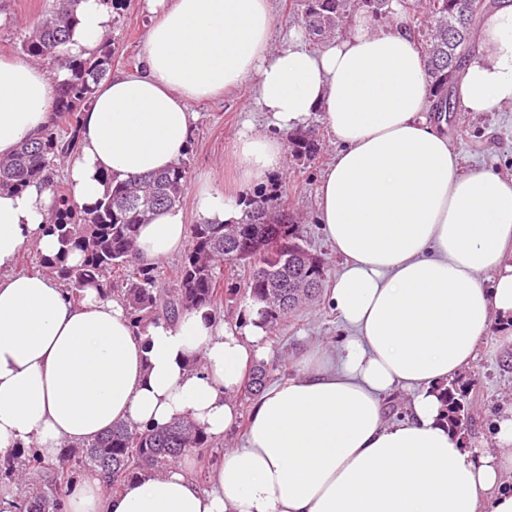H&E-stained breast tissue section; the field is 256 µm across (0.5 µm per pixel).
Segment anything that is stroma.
Segmentation results:
<instances>
[{"mask_svg":"<svg viewBox=\"0 0 512 512\" xmlns=\"http://www.w3.org/2000/svg\"><path fill=\"white\" fill-rule=\"evenodd\" d=\"M48 9V0H0V12L8 14L0 25V57L18 56L20 39L36 25ZM151 17L142 0H120L112 26L114 40L111 73L131 72L142 56ZM248 91L240 89L192 106L199 120L193 130L186 158L190 163L189 184L210 182L220 193H237L233 182L231 152L244 122L256 130L267 131L266 118L246 107ZM320 139V152L310 165L301 167L286 158L280 182L288 186L284 206L296 220L304 245L329 263L328 280H335L341 263L326 241L318 224L317 189L323 172L336 156V141L330 135L323 113L309 118ZM452 147L471 169L512 176V106L497 112L456 114L447 127ZM249 272L236 266L225 269L224 285L234 289V296L223 301L220 319L231 325L245 326L250 310L241 293ZM347 331L330 305L329 294L303 305L266 339L265 360L271 366L269 382L295 371L306 355L325 343L339 344ZM512 341L500 324H492L481 338L478 357L461 377L470 393V421L464 429V443L469 448H489L494 444L497 422L512 409V368L505 364Z\"/></svg>","mask_w":512,"mask_h":512,"instance_id":"1","label":"stroma"}]
</instances>
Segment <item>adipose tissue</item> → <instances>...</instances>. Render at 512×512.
Returning <instances> with one entry per match:
<instances>
[{
	"instance_id": "1",
	"label": "adipose tissue",
	"mask_w": 512,
	"mask_h": 512,
	"mask_svg": "<svg viewBox=\"0 0 512 512\" xmlns=\"http://www.w3.org/2000/svg\"><path fill=\"white\" fill-rule=\"evenodd\" d=\"M153 18L143 60L102 81L68 156L72 200L92 206L103 177L127 181L183 158L199 119L192 103L248 87L269 132L245 125L232 148L236 181L282 174L284 133L321 111L337 153L318 187V221L343 261L331 301L352 334L317 348L266 387L239 448L206 484L189 458L144 472L122 491L93 474L68 485L67 512H512V413L491 448H465L443 419L441 387L477 357L493 321L512 322V178L464 169L427 118L421 51L395 14L377 28L355 14L344 35L310 46L278 35L272 0H144ZM66 44L94 52L111 30L109 0H80ZM483 49L458 83L462 113L512 106V0L483 26ZM63 72L0 59V157L50 123ZM201 219L241 217L236 196L199 185ZM55 201L33 184L0 190V455L36 449L56 461L115 423L190 418L212 440L237 423L236 394L265 356L258 312L239 328L203 308L134 327L118 298L21 273L26 246L55 255L43 226ZM181 208L139 230L137 260L153 267L185 245ZM411 395L386 421L383 398Z\"/></svg>"
}]
</instances>
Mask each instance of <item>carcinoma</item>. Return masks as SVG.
<instances>
[{"label": "carcinoma", "mask_w": 512, "mask_h": 512, "mask_svg": "<svg viewBox=\"0 0 512 512\" xmlns=\"http://www.w3.org/2000/svg\"><path fill=\"white\" fill-rule=\"evenodd\" d=\"M77 2L50 0L42 21L21 40L23 56L52 71L65 70L67 78L54 91V121L38 139L21 144L10 158L0 160V189L22 190L40 183L58 204L46 230L56 237L59 251L42 258L40 271L62 281L75 298L89 285L121 296L139 327L159 318L176 320L193 310L216 308L224 296L226 265L250 267L244 293L250 306L259 307V315L270 328L316 299L327 278V266L322 260L315 267L307 262L308 247L301 243L298 227L288 221L284 211L271 205L286 192L279 184L264 193L239 197L244 209L233 224L201 221L190 225V245L177 269L176 288L167 293L159 288L155 269L137 262L135 243L139 225L151 215L183 204L189 163L182 160L170 169L127 182L114 183L107 178L106 193L91 208H80L71 201L68 191L53 178L54 163L77 148L81 110L92 101L112 60V43L106 39L85 58L64 53L76 21ZM292 2L297 5L302 31L314 42L343 29L357 10L373 19H387L395 13L394 6H400L417 32L433 113L454 111L453 85L478 49V28L496 8L495 0H424L421 21L415 0ZM288 148L298 165L313 162L320 151L315 129L306 126L291 132ZM72 251L84 254L81 265L66 264ZM266 377V365H255L245 392L263 388ZM466 397L464 388L446 389L445 419L455 429L462 428L468 416ZM213 445L203 429L189 419L156 428L118 423L88 444L61 449L55 463L34 453L25 455L21 463L1 458L0 483L17 479V470L23 466L37 481L32 492L19 500V512H64L65 488L86 472H97L107 486L119 490L141 471H160L184 455L202 459Z\"/></svg>", "instance_id": "cac0c4a2"}]
</instances>
